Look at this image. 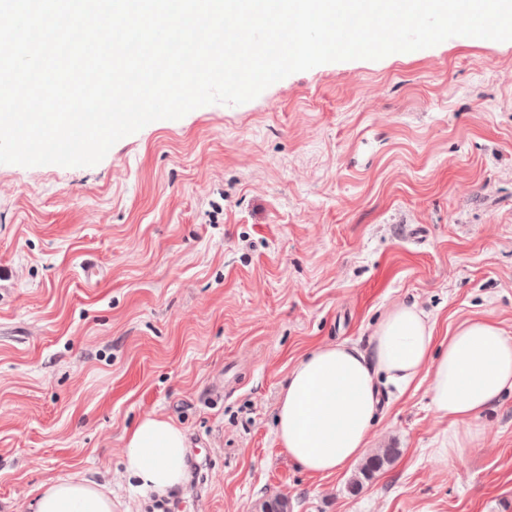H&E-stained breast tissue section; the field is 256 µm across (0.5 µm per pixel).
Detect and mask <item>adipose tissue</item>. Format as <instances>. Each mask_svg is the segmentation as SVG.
<instances>
[{
	"label": "adipose tissue",
	"instance_id": "1",
	"mask_svg": "<svg viewBox=\"0 0 512 512\" xmlns=\"http://www.w3.org/2000/svg\"><path fill=\"white\" fill-rule=\"evenodd\" d=\"M370 352L346 342L321 344L288 373L276 406L279 443L312 476L330 475L362 456L378 423L382 383L408 388L430 379L431 401L450 426L444 451L473 446L466 431L501 397L512 392V336L493 319L462 321L447 340L417 305L391 306L374 325ZM185 431L170 418L150 414L124 438V473L143 498L162 496L186 479ZM33 512H114L112 489L77 473L40 484Z\"/></svg>",
	"mask_w": 512,
	"mask_h": 512
}]
</instances>
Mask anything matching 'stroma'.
<instances>
[{
  "instance_id": "stroma-1",
  "label": "stroma",
  "mask_w": 512,
  "mask_h": 512,
  "mask_svg": "<svg viewBox=\"0 0 512 512\" xmlns=\"http://www.w3.org/2000/svg\"><path fill=\"white\" fill-rule=\"evenodd\" d=\"M447 336H512V41L455 36L316 66L241 105L116 142L90 167L0 164V512L82 472L115 512H512V395L461 456L421 375L383 388L369 453L312 477L276 405L319 343L367 349L393 304ZM184 428L187 480L143 502L120 464L139 418ZM397 448H383L379 452L369 456L360 467L357 474L351 480V488L358 491L365 481L371 480L386 465H389L398 456Z\"/></svg>"
}]
</instances>
